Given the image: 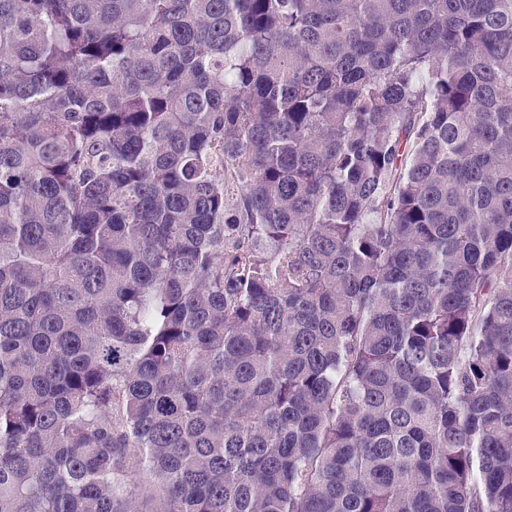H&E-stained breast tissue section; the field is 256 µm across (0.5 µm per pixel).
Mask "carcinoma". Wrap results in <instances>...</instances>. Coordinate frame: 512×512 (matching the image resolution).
Here are the masks:
<instances>
[{"mask_svg":"<svg viewBox=\"0 0 512 512\" xmlns=\"http://www.w3.org/2000/svg\"><path fill=\"white\" fill-rule=\"evenodd\" d=\"M0 512H512V0H0Z\"/></svg>","mask_w":512,"mask_h":512,"instance_id":"1","label":"carcinoma"}]
</instances>
